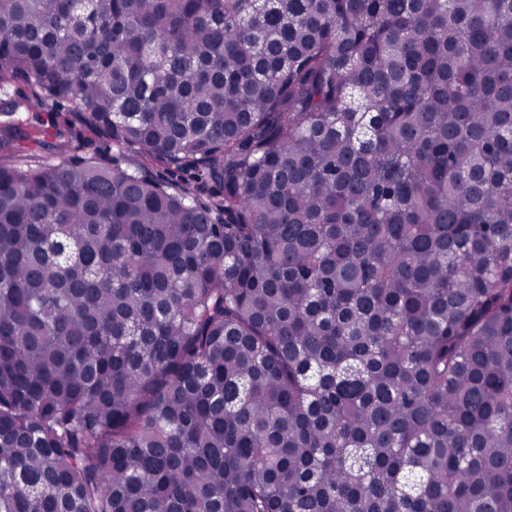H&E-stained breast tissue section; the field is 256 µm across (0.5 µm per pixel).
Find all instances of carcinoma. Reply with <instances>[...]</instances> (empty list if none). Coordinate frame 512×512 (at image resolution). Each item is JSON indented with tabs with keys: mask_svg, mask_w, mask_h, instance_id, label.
I'll list each match as a JSON object with an SVG mask.
<instances>
[{
	"mask_svg": "<svg viewBox=\"0 0 512 512\" xmlns=\"http://www.w3.org/2000/svg\"><path fill=\"white\" fill-rule=\"evenodd\" d=\"M0 512H512V0H0Z\"/></svg>",
	"mask_w": 512,
	"mask_h": 512,
	"instance_id": "cac0c4a2",
	"label": "carcinoma"
}]
</instances>
